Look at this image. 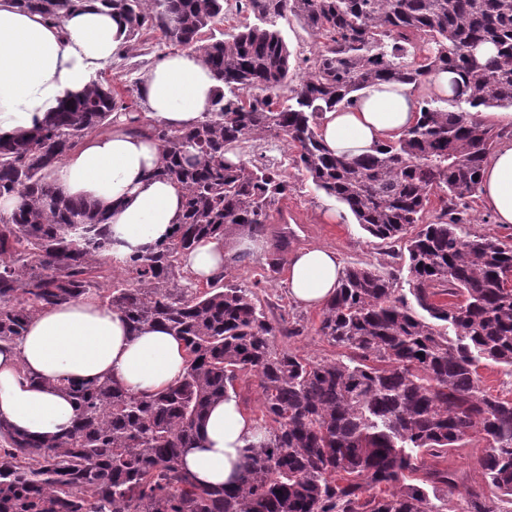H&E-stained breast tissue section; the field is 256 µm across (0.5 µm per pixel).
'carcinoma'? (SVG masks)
Here are the masks:
<instances>
[{"mask_svg":"<svg viewBox=\"0 0 512 512\" xmlns=\"http://www.w3.org/2000/svg\"><path fill=\"white\" fill-rule=\"evenodd\" d=\"M230 0H19L59 23L89 3L118 14L127 39L152 30L198 56L219 87L203 119L176 129L130 116L159 141L156 175L182 190L172 235L112 276V214L64 197L60 161L108 131L117 93L96 79L23 134L0 136V346L17 343L43 309L96 296L131 332L161 325L185 346L173 384L135 393L111 377L59 380L74 403L71 428L52 438L0 418V512H464L512 503V398L482 388L480 370L512 375V244L462 233L460 206L512 130L480 113L512 110V0H235L255 22L205 36ZM325 39L293 73L280 21ZM448 71L450 94L421 96L416 122L372 154L337 156L320 118L375 83L425 87ZM283 138L316 189L344 204L393 260L408 257V293L395 270L343 269L316 334L344 350L313 362L275 346L299 321L268 317L255 288L224 271L207 285L182 257L202 238L268 234L288 192L273 165L240 145ZM443 203L426 217L430 196ZM293 240L274 235L263 274H276ZM253 376L262 423L232 486L203 487L183 467L209 407ZM486 441L470 483L441 466L448 452Z\"/></svg>","mask_w":512,"mask_h":512,"instance_id":"obj_1","label":"carcinoma"}]
</instances>
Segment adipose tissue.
I'll return each mask as SVG.
<instances>
[{
    "label": "adipose tissue",
    "mask_w": 512,
    "mask_h": 512,
    "mask_svg": "<svg viewBox=\"0 0 512 512\" xmlns=\"http://www.w3.org/2000/svg\"><path fill=\"white\" fill-rule=\"evenodd\" d=\"M125 47L124 22L97 5L54 24L18 9L14 0H0V136L33 127L81 94ZM218 86L199 57L177 53L147 71L140 95L151 120L189 128L202 119ZM418 112V94L410 86L374 84L353 105L323 113L319 132L329 151L354 157L397 137ZM160 154L153 137L118 122L87 137L55 171L64 196L110 207L115 264L165 240L180 221V192L153 175ZM480 196L496 223L512 224V140L485 163ZM226 250L224 241L202 239L185 256V268L197 281L208 282L223 271ZM341 275L335 252L296 251L288 259V296L302 306L323 305ZM184 364V345L166 328L135 335L120 313L94 297L65 302L41 311L17 345L0 349V416L28 434L57 436L70 428L74 405L50 389L51 381L108 376L131 391L151 393L179 378ZM255 435L254 421L238 398L228 395L211 406L184 466L200 484L233 483Z\"/></svg>",
    "instance_id": "ef3b65f1"
}]
</instances>
